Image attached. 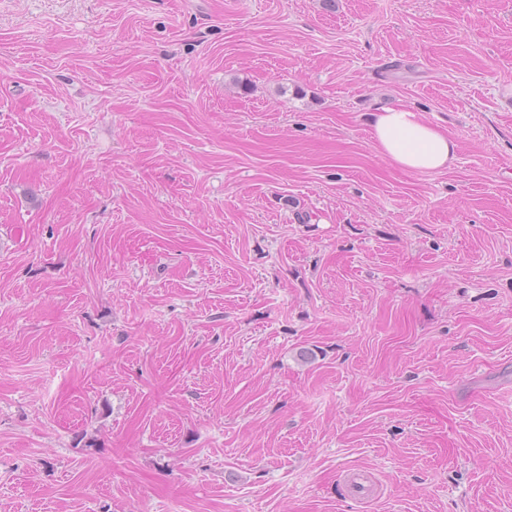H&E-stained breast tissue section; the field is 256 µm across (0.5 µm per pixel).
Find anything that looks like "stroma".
I'll return each instance as SVG.
<instances>
[{"label": "stroma", "mask_w": 512, "mask_h": 512, "mask_svg": "<svg viewBox=\"0 0 512 512\" xmlns=\"http://www.w3.org/2000/svg\"><path fill=\"white\" fill-rule=\"evenodd\" d=\"M0 512H512V0H0ZM372 137L382 156L394 165L421 172H440L455 159L458 144L411 109L398 106L378 112Z\"/></svg>", "instance_id": "stroma-1"}]
</instances>
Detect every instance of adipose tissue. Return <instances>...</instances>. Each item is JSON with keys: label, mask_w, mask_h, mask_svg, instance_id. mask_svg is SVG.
I'll return each mask as SVG.
<instances>
[{"label": "adipose tissue", "mask_w": 512, "mask_h": 512, "mask_svg": "<svg viewBox=\"0 0 512 512\" xmlns=\"http://www.w3.org/2000/svg\"><path fill=\"white\" fill-rule=\"evenodd\" d=\"M372 137L382 156L408 170L439 172L455 159L458 145L446 132L411 109H383L372 122Z\"/></svg>", "instance_id": "adipose-tissue-1"}]
</instances>
